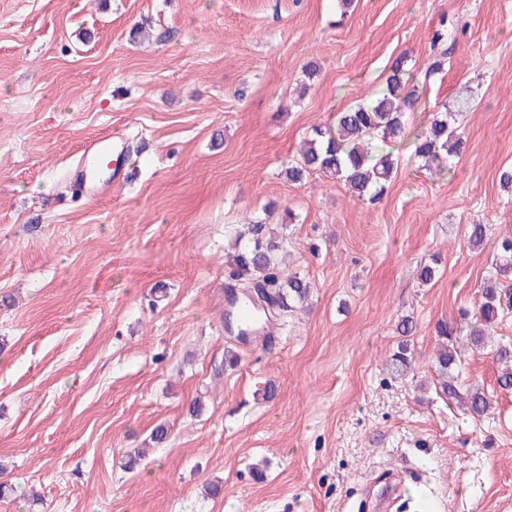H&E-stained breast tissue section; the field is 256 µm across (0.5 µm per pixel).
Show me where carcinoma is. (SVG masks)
I'll return each instance as SVG.
<instances>
[{
  "mask_svg": "<svg viewBox=\"0 0 512 512\" xmlns=\"http://www.w3.org/2000/svg\"><path fill=\"white\" fill-rule=\"evenodd\" d=\"M445 33L437 31L432 46L436 49L429 65V73L442 70L448 57L444 49ZM422 92L405 69V60L399 58L391 66L385 84L368 103H360L338 113L328 128L313 129L307 139L300 160L288 165L285 175L289 182L300 184L312 171L343 183L351 196L370 203L385 194L398 166L395 147L404 132L403 112L413 107ZM467 145L465 132L456 125L455 114L435 119L427 131L413 141L414 156L441 173L451 161L462 155ZM487 225L470 224L468 243L473 248L485 245ZM283 249L282 238L264 224L251 226V237L237 238L229 264L240 275L251 277L258 292L268 293L272 306L282 311H295L310 295L309 283L297 274H284L279 267L278 254ZM512 237L502 239L496 247L488 277L481 290V299L470 311L462 309L459 316L440 322L436 334L441 339L434 363V371L442 393L459 401L474 418L483 419L494 407V395L472 386L460 393L457 386L462 376L461 349L477 351L490 343V331L506 314L512 312ZM397 330L404 337L389 362L391 373L404 376L414 369L415 355L407 337L414 335L412 318H402ZM500 365L497 387L512 391V346L499 344L491 351Z\"/></svg>",
  "mask_w": 512,
  "mask_h": 512,
  "instance_id": "1",
  "label": "carcinoma"
}]
</instances>
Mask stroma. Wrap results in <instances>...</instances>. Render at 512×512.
I'll list each match as a JSON object with an SVG mask.
<instances>
[{
  "mask_svg": "<svg viewBox=\"0 0 512 512\" xmlns=\"http://www.w3.org/2000/svg\"><path fill=\"white\" fill-rule=\"evenodd\" d=\"M400 57L423 92L383 199L316 171L289 183L312 128ZM462 99L467 147L439 176L411 142ZM106 133L136 175L103 197L71 172ZM508 164L512 0H0V512H377L387 482L410 512H512L492 355L462 372L496 399L484 420L431 368L437 323L475 307L491 264L467 226L512 236ZM252 224L282 229L312 293L247 344L226 300L252 282L226 252ZM405 316L417 363L396 378Z\"/></svg>",
  "mask_w": 512,
  "mask_h": 512,
  "instance_id": "35a3bbf8",
  "label": "stroma"
}]
</instances>
